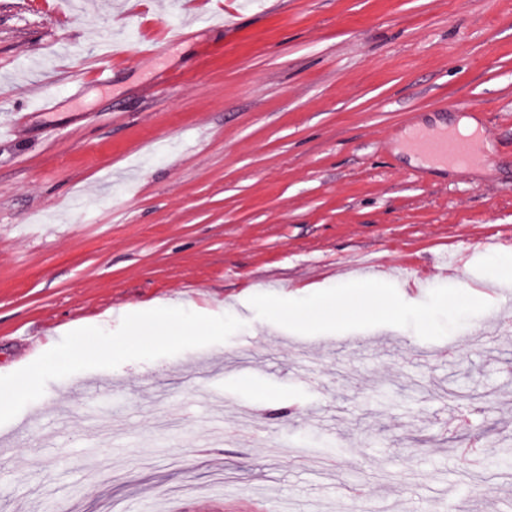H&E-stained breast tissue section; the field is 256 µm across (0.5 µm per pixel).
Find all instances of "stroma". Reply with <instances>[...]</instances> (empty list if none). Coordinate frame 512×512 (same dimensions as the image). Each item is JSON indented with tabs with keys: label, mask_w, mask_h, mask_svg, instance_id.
Wrapping results in <instances>:
<instances>
[{
	"label": "stroma",
	"mask_w": 512,
	"mask_h": 512,
	"mask_svg": "<svg viewBox=\"0 0 512 512\" xmlns=\"http://www.w3.org/2000/svg\"><path fill=\"white\" fill-rule=\"evenodd\" d=\"M503 253L512 0H0V498L512 512ZM485 134L475 131L470 134H453L448 131L434 138H420L417 142L419 152L430 158L453 163L489 164L493 158L482 148Z\"/></svg>",
	"instance_id": "35a3bbf8"
}]
</instances>
